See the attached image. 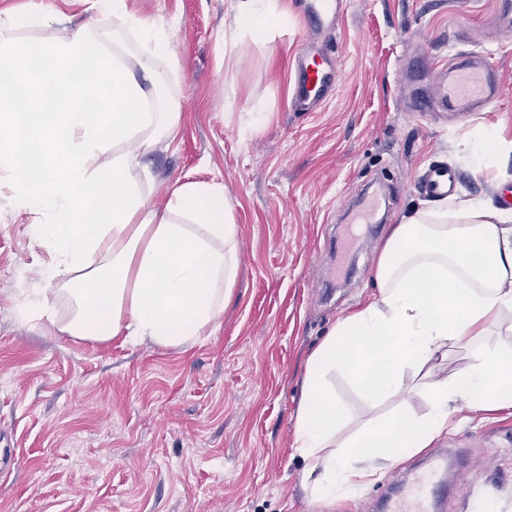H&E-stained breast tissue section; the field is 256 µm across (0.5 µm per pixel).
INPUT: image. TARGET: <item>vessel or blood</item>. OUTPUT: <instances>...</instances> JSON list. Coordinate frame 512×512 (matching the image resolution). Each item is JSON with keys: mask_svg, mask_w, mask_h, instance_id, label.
Here are the masks:
<instances>
[{"mask_svg": "<svg viewBox=\"0 0 512 512\" xmlns=\"http://www.w3.org/2000/svg\"><path fill=\"white\" fill-rule=\"evenodd\" d=\"M344 2L301 0L307 25L322 29L338 27L344 13ZM296 74L293 111L313 112L332 99L339 73L326 48L308 46L297 60ZM500 85L499 72L489 70L470 58L450 68L447 76L437 79L430 89L429 98L472 115L492 101ZM453 185V174L448 169L436 168L429 174L423 188L431 196L442 197L448 195ZM435 485V471L419 473L412 483L408 499L395 501L390 512H429Z\"/></svg>", "mask_w": 512, "mask_h": 512, "instance_id": "1", "label": "vessel or blood"}]
</instances>
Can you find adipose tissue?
<instances>
[{"mask_svg": "<svg viewBox=\"0 0 512 512\" xmlns=\"http://www.w3.org/2000/svg\"><path fill=\"white\" fill-rule=\"evenodd\" d=\"M112 28L63 17L0 18V186L51 256L42 288L23 291L20 321L78 341L121 336L189 348L213 330L237 277V226L223 186L193 182L153 201L144 163L179 126L171 25L144 21L127 0H103ZM230 40L265 38L286 14L276 0H234ZM42 37L26 43L18 30ZM376 297L340 317L308 359L295 444L321 499H345L398 454L429 447L458 403L512 408V348L482 344L512 315V210L485 198L420 205L394 225L376 266ZM471 362L410 387L449 348ZM349 378L373 419L333 454L348 422L328 377ZM416 389L429 410L379 417Z\"/></svg>", "mask_w": 512, "mask_h": 512, "instance_id": "obj_1", "label": "adipose tissue"}]
</instances>
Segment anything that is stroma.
<instances>
[{"instance_id": "1", "label": "stroma", "mask_w": 512, "mask_h": 512, "mask_svg": "<svg viewBox=\"0 0 512 512\" xmlns=\"http://www.w3.org/2000/svg\"><path fill=\"white\" fill-rule=\"evenodd\" d=\"M294 0L287 26L224 49L231 0H128L175 24L173 92L180 124L146 156L165 203L177 184L223 185L238 228L232 295L211 335L188 350L46 335L17 320L21 289L50 255L0 194V441L20 449L0 472V512H374L372 499L435 448H461L482 470L479 494L457 490L438 512H512V408L458 405L448 430L397 459L350 498H314L295 448L306 361L337 319L372 297L393 224L423 201L431 168L457 174L455 195L498 198L512 186L471 143L512 140V36L500 0H347L337 30H318L336 60L335 98L294 112V59L307 34ZM32 9L98 20L88 0H0V18ZM480 53L499 96L471 117L416 111L427 80ZM265 119L256 124L254 111ZM382 198L384 223L355 224Z\"/></svg>"}]
</instances>
